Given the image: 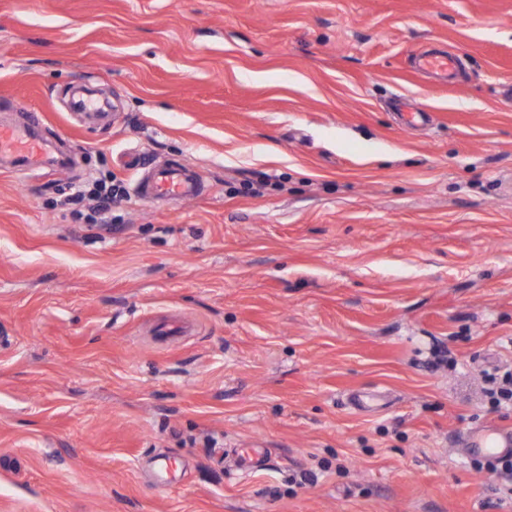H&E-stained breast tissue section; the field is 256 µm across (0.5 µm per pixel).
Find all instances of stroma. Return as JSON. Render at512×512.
<instances>
[{
    "mask_svg": "<svg viewBox=\"0 0 512 512\" xmlns=\"http://www.w3.org/2000/svg\"><path fill=\"white\" fill-rule=\"evenodd\" d=\"M31 109L69 160L0 163V512H512L461 446L512 428V0H0ZM162 164L203 194L61 205ZM459 55L450 53H422L415 62L416 67L427 76H439L447 79L460 66ZM123 195L116 191L112 184V178L109 180H100L91 188H78L70 196V204L75 206L74 214L84 220L85 224H110L112 221V206L123 201ZM86 200L93 203L87 207V213H84V202ZM484 393L495 410L512 409V371H496L485 377Z\"/></svg>",
    "mask_w": 512,
    "mask_h": 512,
    "instance_id": "obj_1",
    "label": "stroma"
}]
</instances>
